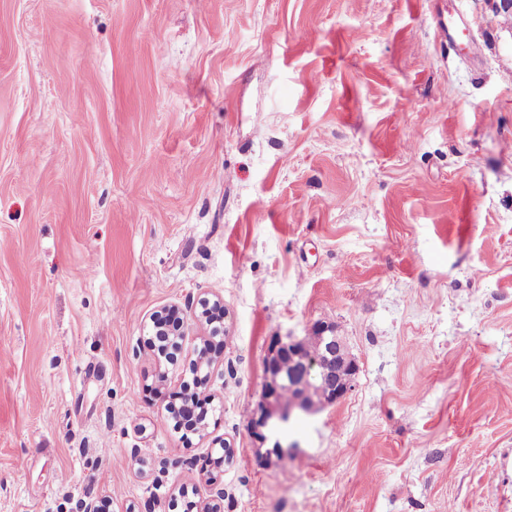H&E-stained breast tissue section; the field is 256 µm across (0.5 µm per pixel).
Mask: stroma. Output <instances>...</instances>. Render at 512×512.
<instances>
[{
	"mask_svg": "<svg viewBox=\"0 0 512 512\" xmlns=\"http://www.w3.org/2000/svg\"><path fill=\"white\" fill-rule=\"evenodd\" d=\"M203 297L224 353L185 433L167 405ZM172 307L169 362L148 342ZM318 323L354 389L265 460L268 346ZM219 491L224 512H512L500 0H0V512Z\"/></svg>",
	"mask_w": 512,
	"mask_h": 512,
	"instance_id": "stroma-1",
	"label": "stroma"
}]
</instances>
